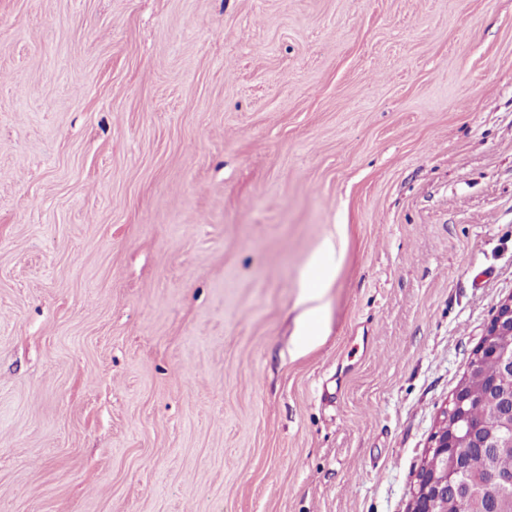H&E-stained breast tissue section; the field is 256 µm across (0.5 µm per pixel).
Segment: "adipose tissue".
I'll list each match as a JSON object with an SVG mask.
<instances>
[{"label":"adipose tissue","mask_w":512,"mask_h":512,"mask_svg":"<svg viewBox=\"0 0 512 512\" xmlns=\"http://www.w3.org/2000/svg\"><path fill=\"white\" fill-rule=\"evenodd\" d=\"M334 255L333 244H326L321 254L309 268L308 279L311 286L305 290L302 296V302L305 306L303 330L295 341L296 355L306 354L317 343L320 333L326 325V306L324 304L326 291L324 286L335 273Z\"/></svg>","instance_id":"obj_1"}]
</instances>
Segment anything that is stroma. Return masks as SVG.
<instances>
[{"instance_id":"1","label":"stroma","mask_w":512,"mask_h":512,"mask_svg":"<svg viewBox=\"0 0 512 512\" xmlns=\"http://www.w3.org/2000/svg\"><path fill=\"white\" fill-rule=\"evenodd\" d=\"M510 297L512 0H0V512H407ZM335 249L331 242H328L321 254L314 260L308 271V280L314 286L328 283L335 273L334 261ZM327 288H306L302 296V303L306 306L303 312V330L296 337L295 353L302 356L306 354L321 338V330L326 325V305L324 298Z\"/></svg>"}]
</instances>
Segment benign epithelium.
I'll return each instance as SVG.
<instances>
[{
	"mask_svg": "<svg viewBox=\"0 0 512 512\" xmlns=\"http://www.w3.org/2000/svg\"><path fill=\"white\" fill-rule=\"evenodd\" d=\"M485 360L495 363L503 375L512 377V298L499 306L468 370ZM511 447L512 388L504 391L494 379L478 396L470 392L466 381H461L441 410L428 446L439 452L443 467L433 473L417 472L409 489V510L447 512L448 497L467 501L470 495L464 480L467 452L472 448ZM481 485L491 495L512 493V473L507 475L489 467L484 471Z\"/></svg>",
	"mask_w": 512,
	"mask_h": 512,
	"instance_id": "obj_1",
	"label": "benign epithelium"
}]
</instances>
